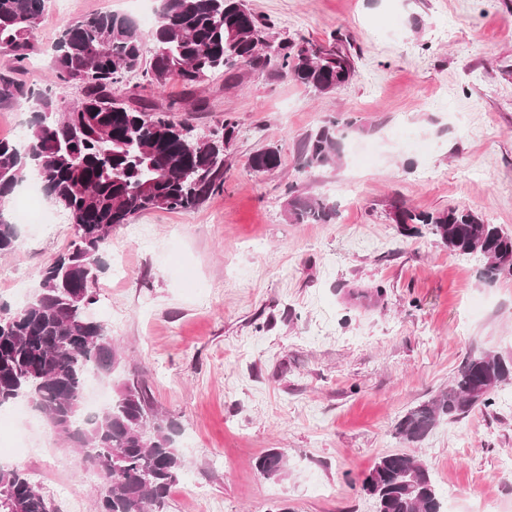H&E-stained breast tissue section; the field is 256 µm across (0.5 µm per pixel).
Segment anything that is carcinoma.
Instances as JSON below:
<instances>
[{"label": "carcinoma", "instance_id": "1", "mask_svg": "<svg viewBox=\"0 0 512 512\" xmlns=\"http://www.w3.org/2000/svg\"><path fill=\"white\" fill-rule=\"evenodd\" d=\"M49 0H0V50L13 71L26 68L34 52L33 31ZM269 24L246 0H161L157 25L144 35L130 17L93 14L66 25L52 46L53 80L39 89L0 74V100L27 104L34 112L20 145L0 139V202L33 174L74 234L68 250L42 272L39 291L20 309L0 308V409L26 399L51 430L98 466L102 492L96 512H165L180 482L185 460L177 446L180 424L157 411L139 381L116 384L115 395L91 414L84 391L90 375L114 381L120 357L106 324L87 316L96 304L95 284L112 230L149 209L188 210L224 186L226 144L236 124L195 137L174 120V104L133 108L116 96L129 73L157 89L177 78L195 85L239 67L274 71L330 94L351 82V56L336 48L271 42ZM76 85L71 101L62 89ZM339 120L307 133L299 145L301 164L320 169L342 157ZM282 165L279 149L255 152L252 170ZM288 218L294 224H331L336 205L322 195L288 186ZM397 224H424L449 251L478 255L485 276L512 275V234L486 224L474 212L451 208L415 213L398 207ZM19 227L0 208V254L14 250ZM512 383L509 356L481 351L467 356L448 390L411 409L396 424L409 443L423 440L442 420H457ZM288 457L273 448L255 470L267 478L286 473ZM375 512H443L426 464L406 453L378 459L362 484ZM0 512H54L40 486L19 465H0Z\"/></svg>", "mask_w": 512, "mask_h": 512}]
</instances>
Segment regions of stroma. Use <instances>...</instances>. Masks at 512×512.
Returning a JSON list of instances; mask_svg holds the SVG:
<instances>
[{"mask_svg": "<svg viewBox=\"0 0 512 512\" xmlns=\"http://www.w3.org/2000/svg\"><path fill=\"white\" fill-rule=\"evenodd\" d=\"M274 22L276 39L341 44L356 77L327 96L273 75L237 69L164 89L132 76L131 107L180 106L175 118L205 135L233 118L224 189L196 208L148 210L126 228L98 276L91 315L121 350L118 378L139 375L159 411L183 426L186 459L165 512H375L362 482L378 459L408 453L439 492L456 485L454 512L487 495L512 512V384L421 442L396 436L399 419L447 390L472 352L512 354V276L486 281L484 262L461 256L429 227L405 230L395 206L436 213L466 208L512 233V0H247ZM136 16L135 0L49 4L33 32L21 78L45 85L61 27L93 13ZM356 125L353 142L375 146L373 165L343 153L332 167H301L298 145L333 117ZM278 147L282 165L254 173L250 158ZM333 202L332 224H293L288 188ZM0 256L38 288L64 253L71 224L46 235L19 227ZM0 430L21 448L47 497L62 488L91 508L99 484L38 411ZM285 449L274 478L256 457Z\"/></svg>", "mask_w": 512, "mask_h": 512, "instance_id": "stroma-1", "label": "stroma"}]
</instances>
